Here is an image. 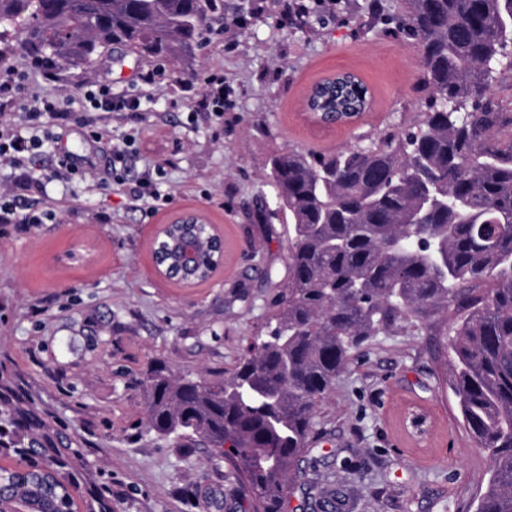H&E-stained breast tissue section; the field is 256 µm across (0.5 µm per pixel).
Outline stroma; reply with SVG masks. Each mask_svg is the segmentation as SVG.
<instances>
[{"label": "stroma", "mask_w": 512, "mask_h": 512, "mask_svg": "<svg viewBox=\"0 0 512 512\" xmlns=\"http://www.w3.org/2000/svg\"><path fill=\"white\" fill-rule=\"evenodd\" d=\"M404 0H335L307 25L280 23L282 0H224L223 34L192 58L160 64L114 46L95 67L29 78L40 99L64 102L128 143L129 181L103 166L47 183L25 201L55 209L47 224H0V466L59 465L79 512H249L232 465L146 425L152 368L220 380L250 340L265 335L286 288L289 241L265 221L267 162L280 150L332 153L391 128L410 127L423 93V61L381 17ZM339 71L372 90L370 108L345 126L311 125L308 89ZM229 87L223 116L194 109L198 76ZM137 94L134 112H94L86 84ZM162 168V200H133L128 184ZM194 212L224 238V266L209 280L161 278L152 258L158 225ZM440 317L376 336L354 350L315 408L305 487L290 512H475L490 463L475 448L450 388ZM410 394L440 416L434 447H399L394 412Z\"/></svg>", "instance_id": "obj_1"}]
</instances>
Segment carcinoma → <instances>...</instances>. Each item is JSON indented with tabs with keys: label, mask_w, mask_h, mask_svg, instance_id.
I'll return each mask as SVG.
<instances>
[{
	"label": "carcinoma",
	"mask_w": 512,
	"mask_h": 512,
	"mask_svg": "<svg viewBox=\"0 0 512 512\" xmlns=\"http://www.w3.org/2000/svg\"><path fill=\"white\" fill-rule=\"evenodd\" d=\"M224 0H0V42L64 69L122 44L177 62ZM398 29L423 59L422 120L332 154L280 151L272 215L291 239L271 339L228 377L146 380V421L231 461L253 512H284L318 401L352 352L411 318L449 326L451 389L490 463L476 512H512V108L489 96L512 69V0H405ZM67 483L31 471L0 501L58 512Z\"/></svg>",
	"instance_id": "1"
}]
</instances>
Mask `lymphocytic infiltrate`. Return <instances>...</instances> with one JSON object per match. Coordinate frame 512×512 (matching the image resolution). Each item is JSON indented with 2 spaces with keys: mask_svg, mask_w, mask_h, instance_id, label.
Returning <instances> with one entry per match:
<instances>
[{
  "mask_svg": "<svg viewBox=\"0 0 512 512\" xmlns=\"http://www.w3.org/2000/svg\"><path fill=\"white\" fill-rule=\"evenodd\" d=\"M36 70L47 79L57 77V70L50 60L39 54L30 55L26 68H10L0 72V110L15 109L23 115L22 125L0 123V164L18 171L20 180L15 189L0 193V224H40L53 220L52 211L36 212L22 205L20 190L26 189L31 173L30 164L36 157L49 156V175L55 179H66L75 174L77 168L71 153L58 151V143L51 129L55 126L76 125L85 128L91 141L104 140L105 133L92 124L86 115L69 112L51 100L30 105L27 92V73ZM44 128L43 136H36L37 128Z\"/></svg>",
  "mask_w": 512,
  "mask_h": 512,
  "instance_id": "lymphocytic-infiltrate-1",
  "label": "lymphocytic infiltrate"
}]
</instances>
